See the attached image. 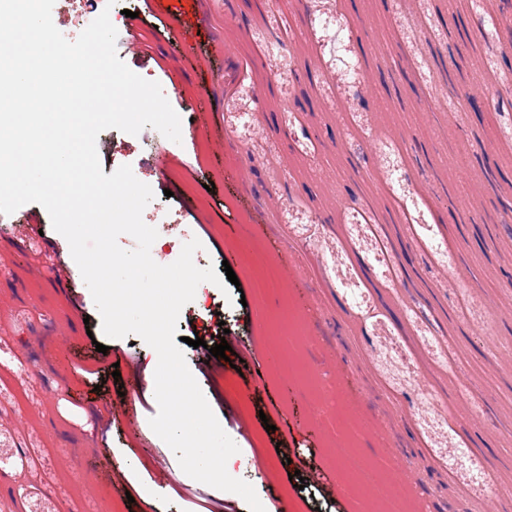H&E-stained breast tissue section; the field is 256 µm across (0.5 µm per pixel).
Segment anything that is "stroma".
<instances>
[{"instance_id": "35a3bbf8", "label": "stroma", "mask_w": 512, "mask_h": 512, "mask_svg": "<svg viewBox=\"0 0 512 512\" xmlns=\"http://www.w3.org/2000/svg\"><path fill=\"white\" fill-rule=\"evenodd\" d=\"M224 2L117 0L118 33L137 12L143 42L142 58L118 57L161 85L182 141L107 129L97 150L104 174L127 164L152 188L143 220L158 231L155 262L175 261L190 236L198 267L239 280L201 283L177 324L205 347L224 334L233 350L209 368L205 348H182L239 448L234 477L265 512H367L311 419L331 387L377 428L353 448L382 481L409 472L427 512H512V356L492 349L512 347V234L498 203L512 195V110L468 105L477 89L512 90V37L498 22L512 0L462 11V34L448 0H236L229 15ZM101 8L55 0L52 19L73 40ZM392 55L395 90L384 84ZM25 209L41 236L21 238L0 214V512H240L221 490L198 493L153 432L158 404L131 372L155 350L104 335L67 240L41 205ZM45 250L69 285L51 281ZM250 262L290 267V287L252 302ZM289 315L303 340L274 335ZM70 320V349L34 345ZM100 344L117 372L80 380ZM113 404L127 420L109 421ZM94 470L112 477L89 488Z\"/></svg>"}]
</instances>
